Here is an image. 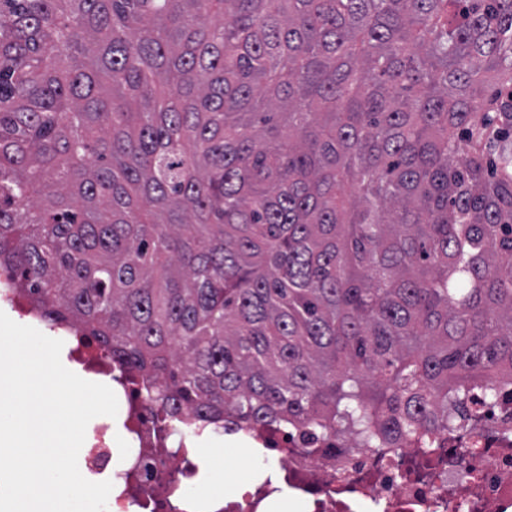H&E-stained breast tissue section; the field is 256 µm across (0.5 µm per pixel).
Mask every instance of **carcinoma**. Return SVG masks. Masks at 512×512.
<instances>
[{
  "mask_svg": "<svg viewBox=\"0 0 512 512\" xmlns=\"http://www.w3.org/2000/svg\"><path fill=\"white\" fill-rule=\"evenodd\" d=\"M0 264L168 417L432 453L512 383V0H0Z\"/></svg>",
  "mask_w": 512,
  "mask_h": 512,
  "instance_id": "obj_1",
  "label": "carcinoma"
}]
</instances>
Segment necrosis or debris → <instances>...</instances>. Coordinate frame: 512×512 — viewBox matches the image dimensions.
<instances>
[{"label": "necrosis or debris", "instance_id": "necrosis-or-debris-1", "mask_svg": "<svg viewBox=\"0 0 512 512\" xmlns=\"http://www.w3.org/2000/svg\"><path fill=\"white\" fill-rule=\"evenodd\" d=\"M68 358L109 377L125 411L131 442L125 456L114 455L103 423L80 459L88 477L112 482V512H189L176 492L203 463L190 454L183 427L163 421L140 387L82 336H74ZM455 416L456 429L440 435V448L427 458L403 443L354 448L345 435L314 440L278 424L256 426L250 436L260 449L258 463L278 467L282 484L249 480L220 512H272L283 495L303 512H512V392L466 404ZM312 446L318 454H309Z\"/></svg>", "mask_w": 512, "mask_h": 512}]
</instances>
